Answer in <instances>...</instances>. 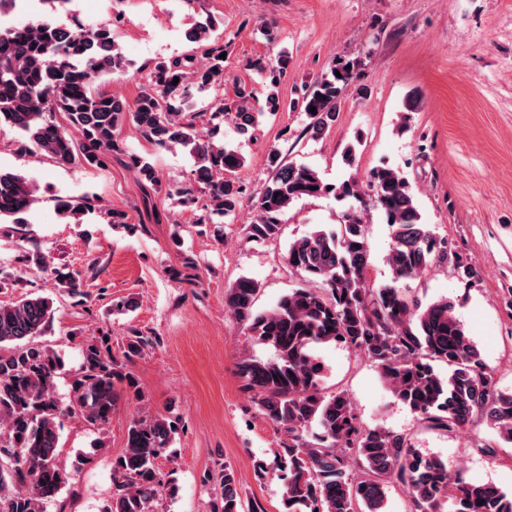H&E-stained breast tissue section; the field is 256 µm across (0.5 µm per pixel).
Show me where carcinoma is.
<instances>
[{
	"instance_id": "carcinoma-1",
	"label": "carcinoma",
	"mask_w": 512,
	"mask_h": 512,
	"mask_svg": "<svg viewBox=\"0 0 512 512\" xmlns=\"http://www.w3.org/2000/svg\"><path fill=\"white\" fill-rule=\"evenodd\" d=\"M214 28L209 17L195 22L185 37L200 55L156 64L152 88L131 103L92 91L96 81L127 66L109 27L72 30L46 18L24 28H0V126L20 133V150L60 164L99 168L114 155L124 156L146 190L159 184L154 164L126 151L117 137L131 122L146 140L188 147L195 156L192 186L177 191L181 204L196 203L198 188L208 195L207 215L234 216L245 189L231 174L244 165V157L226 144L199 142L195 121L219 116L240 134L252 135L261 117L280 109L276 87L289 57L281 52L268 62L253 63L269 82L263 103L245 84L231 104L205 103L200 94L217 91L224 82V45L213 36ZM358 65L355 58H338L297 103L313 135L336 122ZM59 114L67 125L57 121ZM269 165L273 175L246 225L252 241L279 238L288 210L304 199L333 195L360 207H349L336 228L317 229L290 242L288 268L305 285L271 308L256 310L259 286L251 279L226 289L227 312L273 351L265 359L247 354L238 362L244 388L258 411L287 434L272 461L258 463L255 471L271 472L282 481L285 512H384L392 485L406 488L408 512H440L447 501L452 512H512L511 492L489 482L463 483L451 477L441 458L412 448L407 436L362 428L347 390L322 387L323 368L315 355L322 344L353 347L375 364L393 397L424 425L458 431L478 418L512 446V391L498 388L451 301L424 304L405 287L437 263L470 285L477 271L462 255L447 251L422 222L403 174L379 168L369 189L373 206L390 228L386 263L393 279L369 286V225L357 177L331 186L313 166L283 164L276 152L269 154ZM36 193L23 175L0 170V225L24 223ZM57 207L71 223L81 224L91 204L61 198ZM195 269L196 260L187 253L170 276L182 282ZM56 280L62 292L84 303L80 273L58 270ZM9 289L20 294L0 302V512H46L68 482L58 464L60 418L78 415L101 430L117 404L116 385L141 400L129 363L158 338L131 331L120 358L112 354V341L102 336L88 340L73 375L74 402L64 407L53 393L57 359L30 344L50 327L53 300L24 290L21 271L0 265V290ZM181 429L174 413L143 414L131 421L124 452L112 462V497L104 512H154L165 489L156 460ZM219 486L209 512H266L257 501H244L227 465Z\"/></svg>"
}]
</instances>
